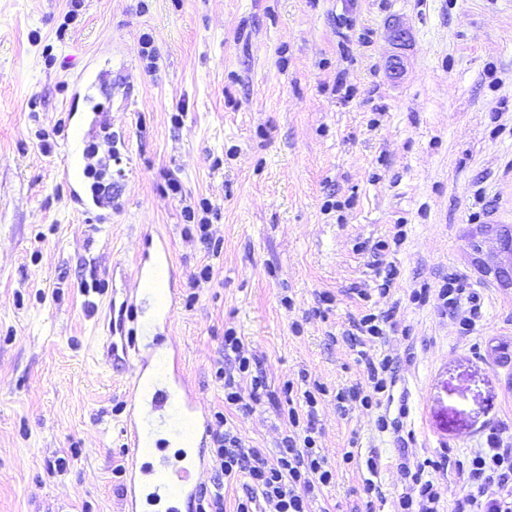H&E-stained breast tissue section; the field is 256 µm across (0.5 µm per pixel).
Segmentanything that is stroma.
Segmentation results:
<instances>
[{
  "instance_id": "1",
  "label": "stroma",
  "mask_w": 512,
  "mask_h": 512,
  "mask_svg": "<svg viewBox=\"0 0 512 512\" xmlns=\"http://www.w3.org/2000/svg\"><path fill=\"white\" fill-rule=\"evenodd\" d=\"M0 0V512H120L125 379L92 361L93 306L145 236L171 241L183 296L170 330L208 413L273 455L288 405L317 396L333 479L312 512H394L401 453L457 470L489 428L512 439V288L482 230L512 226V0ZM408 31L390 39L392 23ZM156 70L148 72L142 39ZM402 69L389 70L392 56ZM77 154L80 179L57 174ZM111 156L112 221L74 204ZM208 200L212 254L189 235ZM396 272L389 293L379 270ZM211 267L212 280L190 282ZM481 298L469 333L442 314L448 277ZM387 339L347 342L361 316ZM267 389L224 404V333ZM393 358L407 448L376 410L341 407L366 357ZM378 453L380 494L364 460Z\"/></svg>"
}]
</instances>
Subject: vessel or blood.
I'll use <instances>...</instances> for the list:
<instances>
[{
  "instance_id": "1",
  "label": "vessel or blood",
  "mask_w": 512,
  "mask_h": 512,
  "mask_svg": "<svg viewBox=\"0 0 512 512\" xmlns=\"http://www.w3.org/2000/svg\"><path fill=\"white\" fill-rule=\"evenodd\" d=\"M159 275L166 279L167 292L164 303L154 308L145 290ZM129 277L133 285L124 289L122 303L107 305L103 352L98 358L110 372L129 378L123 420L128 458L123 509L146 512L166 499L170 502L167 512H180L179 503L195 507L198 477L208 468L204 452L190 450L189 445L205 441L210 426L181 370L179 351L168 342L179 305V272L163 233L151 237ZM162 357L170 359L171 367L159 373L155 364Z\"/></svg>"
}]
</instances>
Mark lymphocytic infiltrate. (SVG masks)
<instances>
[{"instance_id":"lymphocytic-infiltrate-1","label":"lymphocytic infiltrate","mask_w":512,"mask_h":512,"mask_svg":"<svg viewBox=\"0 0 512 512\" xmlns=\"http://www.w3.org/2000/svg\"><path fill=\"white\" fill-rule=\"evenodd\" d=\"M367 388L352 386L339 392L341 400L360 402L364 408L381 404L395 383L396 370L391 358L367 360ZM224 383V401L230 406H242L244 398L237 383L247 376L253 389L265 387V377L255 354L240 337L227 334L224 338V363L216 370ZM218 431L213 434L216 473L212 489L201 490L197 512H224L225 484L239 475L249 479L244 494L239 497L235 512H310L309 492L312 487L328 484L332 478L316 449V440L305 435L303 440L285 437L276 458H269L218 419ZM438 461L430 465H412L401 457L398 469L405 490L397 503L396 512H439V485L425 478V469H440ZM467 482L472 490L458 500L455 512H512V444L505 442L497 429H489L485 446L467 461ZM497 487L496 497L482 495L486 487Z\"/></svg>"}]
</instances>
